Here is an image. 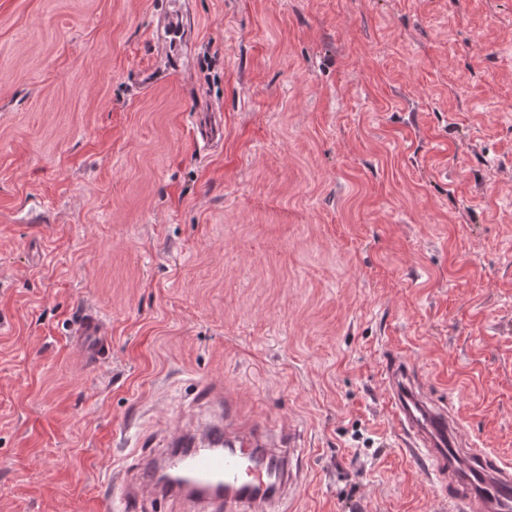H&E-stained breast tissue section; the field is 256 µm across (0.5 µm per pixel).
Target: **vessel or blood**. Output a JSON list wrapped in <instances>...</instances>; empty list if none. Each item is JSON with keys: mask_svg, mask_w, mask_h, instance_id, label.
Returning <instances> with one entry per match:
<instances>
[{"mask_svg": "<svg viewBox=\"0 0 512 512\" xmlns=\"http://www.w3.org/2000/svg\"><path fill=\"white\" fill-rule=\"evenodd\" d=\"M86 366L97 368L111 355L105 316L89 306L71 326ZM384 374L398 431L409 451L423 457L435 486L466 512H512V465L464 440L460 423L445 404L427 396L399 358L387 359ZM302 450L293 429L273 441L256 429L226 422L171 434L167 448L142 459L138 481L110 496V512H136L151 498H179L194 512H277L302 480L294 459Z\"/></svg>", "mask_w": 512, "mask_h": 512, "instance_id": "vessel-or-blood-1", "label": "vessel or blood"}]
</instances>
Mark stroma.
I'll return each mask as SVG.
<instances>
[{
    "mask_svg": "<svg viewBox=\"0 0 512 512\" xmlns=\"http://www.w3.org/2000/svg\"><path fill=\"white\" fill-rule=\"evenodd\" d=\"M175 2L0 0V512H105L218 385L288 512H450L383 369L512 463V0ZM71 336L86 366L97 368L111 355L106 317L94 306H88L72 323Z\"/></svg>",
    "mask_w": 512,
    "mask_h": 512,
    "instance_id": "1",
    "label": "stroma"
}]
</instances>
